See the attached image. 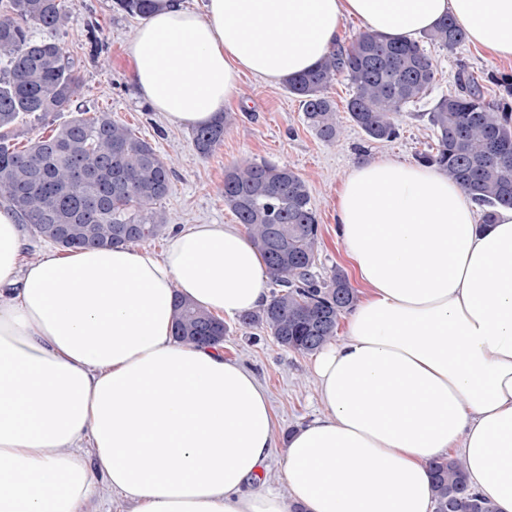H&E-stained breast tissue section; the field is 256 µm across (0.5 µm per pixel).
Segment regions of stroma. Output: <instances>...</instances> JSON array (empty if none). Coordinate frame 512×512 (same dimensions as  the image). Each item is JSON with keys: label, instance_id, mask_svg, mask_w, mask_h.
<instances>
[{"label": "stroma", "instance_id": "1", "mask_svg": "<svg viewBox=\"0 0 512 512\" xmlns=\"http://www.w3.org/2000/svg\"><path fill=\"white\" fill-rule=\"evenodd\" d=\"M68 10V23L56 39L75 63L79 101L88 111L111 113L168 162L172 189L161 207L169 226L236 223L234 212L224 204L225 168L244 158L287 166L310 187L319 220L315 272L322 277L330 276L334 268L349 267L335 222L336 190L347 170L383 156L413 162L429 150L435 134L426 114L454 88L459 68L474 72L486 100L494 103L506 95L499 76L512 75V62H491L471 43L452 51L426 45L436 78L429 95L399 115L398 138L372 142L347 122L332 143L320 140L307 126L298 98L286 85L270 86L246 76L241 82L242 101L227 109L231 123L223 143L203 157L193 148L191 130L164 120L132 83L128 47L141 17L117 10L113 0H71ZM224 324V355L244 364L267 388L277 436H287L318 416L311 355L283 349L264 330L258 341H249L238 320L228 318Z\"/></svg>", "mask_w": 512, "mask_h": 512}]
</instances>
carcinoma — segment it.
<instances>
[{
    "label": "carcinoma",
    "instance_id": "1",
    "mask_svg": "<svg viewBox=\"0 0 512 512\" xmlns=\"http://www.w3.org/2000/svg\"><path fill=\"white\" fill-rule=\"evenodd\" d=\"M115 4L144 17L155 0ZM67 20L64 0H0V198L11 203L33 235L65 251L155 239L167 224L160 203L171 189V167L112 113L86 117L78 103L74 61L54 37ZM37 29L46 35L36 37ZM426 39L451 51L466 34L447 18ZM435 72L420 45L364 31L286 85L301 98L307 126L333 142L340 121L325 91L344 76L351 89L346 105L351 122L371 141H390L399 132L397 116L428 95ZM62 111L74 117L22 147L13 143V127L22 115L40 119ZM427 118L436 142L420 154V162L459 181L481 207L482 223H492L499 206H512V109L486 100L478 79L462 67L456 90L441 97ZM226 124L222 114L193 132L198 155L221 145ZM224 204L263 253L267 280L276 288L267 306L239 318L241 326H261L291 351H318L336 336L340 318L358 296L342 269L327 280L314 272L319 224L307 181L286 166L244 160L225 170ZM175 308L178 340L224 342L227 329L216 316L182 298ZM433 472L434 512H494L489 499L469 488L460 459L442 458Z\"/></svg>",
    "mask_w": 512,
    "mask_h": 512
}]
</instances>
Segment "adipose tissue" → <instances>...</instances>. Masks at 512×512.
<instances>
[{
    "label": "adipose tissue",
    "mask_w": 512,
    "mask_h": 512,
    "mask_svg": "<svg viewBox=\"0 0 512 512\" xmlns=\"http://www.w3.org/2000/svg\"><path fill=\"white\" fill-rule=\"evenodd\" d=\"M416 42L453 18L512 59V0H159L129 47L140 94L183 128L214 122L251 75L313 68L346 18ZM336 234L363 298L316 353L322 412L285 441L268 393L222 347L174 336L175 300L234 318L270 301L243 225L23 262L0 204V512H82L98 481L130 512H433L432 461L512 512V206L479 223L423 163L354 165ZM283 489L250 490L273 448Z\"/></svg>",
    "instance_id": "obj_1"
}]
</instances>
